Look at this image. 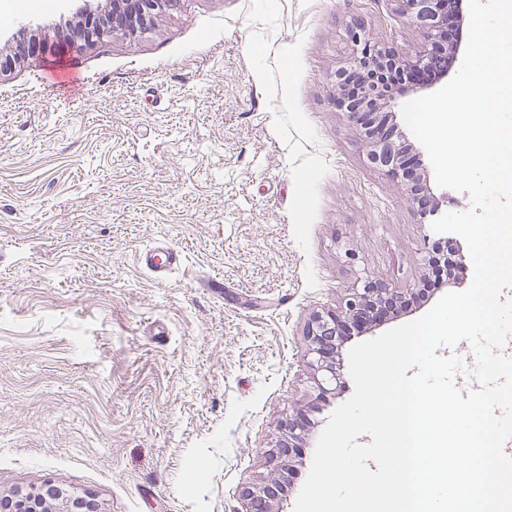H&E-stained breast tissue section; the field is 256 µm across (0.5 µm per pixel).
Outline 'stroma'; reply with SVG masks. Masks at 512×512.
Returning <instances> with one entry per match:
<instances>
[{
    "mask_svg": "<svg viewBox=\"0 0 512 512\" xmlns=\"http://www.w3.org/2000/svg\"><path fill=\"white\" fill-rule=\"evenodd\" d=\"M109 7L0 0V491L49 480L100 512H246L314 392L309 315L383 280L409 306L339 348L341 384L288 466L293 512L354 393L350 348L453 289L424 288L439 234L334 102L353 20L403 60L421 34L401 0H182L136 37L19 55L23 35ZM444 83L383 109L448 213L470 198L436 186L401 114ZM153 244L181 266L145 269Z\"/></svg>",
    "mask_w": 512,
    "mask_h": 512,
    "instance_id": "1",
    "label": "stroma"
}]
</instances>
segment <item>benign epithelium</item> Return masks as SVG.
I'll return each mask as SVG.
<instances>
[{
    "mask_svg": "<svg viewBox=\"0 0 512 512\" xmlns=\"http://www.w3.org/2000/svg\"><path fill=\"white\" fill-rule=\"evenodd\" d=\"M410 19L423 34L425 46L411 61L414 66H428L436 63L429 46L436 40L447 38L462 20V0H401ZM180 0H112V19L86 28L80 38L70 39V45L78 41L94 42L112 33L122 31L130 37L146 26L156 11L174 10ZM366 151L370 161L392 176L404 171L405 146L392 139L368 140ZM413 203L418 205L421 217L433 223L440 218V205L431 195L428 187L417 181L408 189ZM448 279L458 283V275L466 268L463 251L456 250L444 257ZM402 296L380 281L367 280L360 288L354 289L345 299L342 313L316 312L305 324V338L308 343V367L314 381V404L297 411L283 423L284 439L276 458L283 460L297 454L310 424L309 411L336 392L339 377L336 367V336L342 332L346 321L363 314L368 316L389 312L401 313L397 301ZM281 481L277 478L255 492L247 493L249 508L246 512H276L274 504L279 500ZM12 512H96L95 504L83 496L75 495L48 481L26 489L11 492Z\"/></svg>",
    "mask_w": 512,
    "mask_h": 512,
    "instance_id": "7a95c632",
    "label": "benign epithelium"
}]
</instances>
